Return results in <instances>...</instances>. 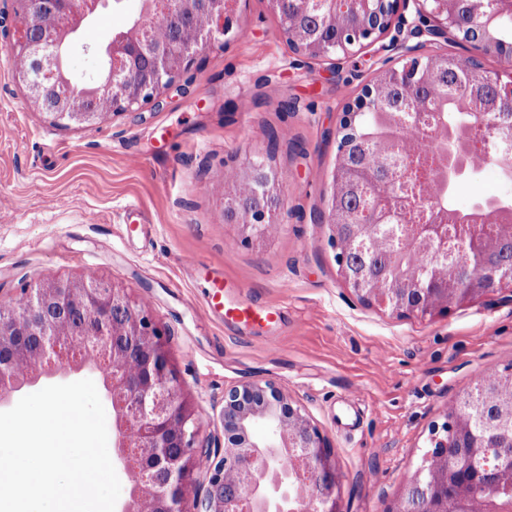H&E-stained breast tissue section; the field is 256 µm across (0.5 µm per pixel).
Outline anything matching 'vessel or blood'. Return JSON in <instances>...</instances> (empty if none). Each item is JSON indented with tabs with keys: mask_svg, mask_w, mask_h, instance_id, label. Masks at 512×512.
I'll use <instances>...</instances> for the list:
<instances>
[{
	"mask_svg": "<svg viewBox=\"0 0 512 512\" xmlns=\"http://www.w3.org/2000/svg\"><path fill=\"white\" fill-rule=\"evenodd\" d=\"M202 280L207 308L220 313L225 324L260 327L273 321L274 313L271 309L235 295L221 271L205 270Z\"/></svg>",
	"mask_w": 512,
	"mask_h": 512,
	"instance_id": "1",
	"label": "vessel or blood"
}]
</instances>
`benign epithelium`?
<instances>
[{
    "label": "benign epithelium",
    "mask_w": 512,
    "mask_h": 512,
    "mask_svg": "<svg viewBox=\"0 0 512 512\" xmlns=\"http://www.w3.org/2000/svg\"><path fill=\"white\" fill-rule=\"evenodd\" d=\"M14 37L7 47L12 59L32 60L34 69L19 73L30 103L67 126L97 120L87 102L99 97L112 101V110L139 109L172 86L203 48L229 31L239 0H163L165 8L192 18L193 24L171 46L143 41L139 31L123 34L107 48L110 69L103 81L74 88L67 100L55 101L57 84H70L61 62L60 46L69 29L91 0H10ZM360 11H332L331 23L341 35L329 42H309L301 37L295 48L311 58L340 62L378 43L389 31L392 17L413 5L416 20L401 17L408 36L400 42L404 63L382 70L366 85L355 107L342 123L334 170V193L328 212L330 242L343 282L366 304L399 316L420 318L446 314L453 306L472 303L512 288V248L503 255V243L512 242V225H502L497 237L481 239L479 268H463L456 251L442 243L441 227L426 224L396 228L384 223L391 208L377 205L374 223L353 224L341 201L352 185L373 180V170L350 160L358 142L356 125L372 100L400 84L412 90L424 66L416 52L428 42L454 40L471 44L482 55H492L497 44L490 36L495 14L482 11L484 0H362ZM467 10L481 35L474 38L459 24ZM143 56L151 62V79L139 83L127 73L128 61ZM486 83L500 96L512 98V71L486 74ZM448 142L440 176L452 188L468 170L464 145L443 132ZM267 210L259 206L240 215L245 240L264 237L271 225ZM415 236L430 244L433 267L427 285L407 268L383 283L353 272L351 253L400 257L390 243L397 234ZM423 293L417 304L404 299L406 286ZM83 343L82 355L67 360L64 347ZM120 373L100 375L103 395L112 409V463L128 477L124 498L116 512H185L183 503L193 498L196 512H343L341 480L336 459L326 439L299 409L273 384L247 383L224 395L222 424L224 450L212 451L192 401L186 397L174 369L165 334L149 309L141 306L131 289L110 281H45L25 290L8 305H0V408L11 406L25 388L47 386L83 371L99 372L101 364ZM457 407L434 429L429 450L416 477L405 480L388 512H512V394L487 392L482 399L460 395ZM494 408L495 428L480 444L469 442L473 414ZM455 463L448 467V450ZM485 453L486 464L471 466ZM210 457L207 487L199 492L197 460ZM508 473V498L499 497L503 473Z\"/></svg>",
    "instance_id": "7a95c632"
}]
</instances>
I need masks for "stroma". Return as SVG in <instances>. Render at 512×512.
Returning a JSON list of instances; mask_svg holds the SVG:
<instances>
[{"instance_id": "35a3bbf8", "label": "stroma", "mask_w": 512, "mask_h": 512, "mask_svg": "<svg viewBox=\"0 0 512 512\" xmlns=\"http://www.w3.org/2000/svg\"><path fill=\"white\" fill-rule=\"evenodd\" d=\"M111 0L83 25L107 45L141 15ZM0 0V302L41 280L93 274L131 288L167 334L175 370L205 435L224 445V393L277 386L336 457L344 512H388L430 448L449 403L512 365V293L431 318L365 305L341 280L322 220L340 121L400 50L374 46L341 64L293 50L269 0H240L221 44L207 47L160 97L101 121L54 125L27 100L5 46ZM75 34L64 55L75 84L102 55ZM262 163L282 193L269 236L245 241L224 214V171ZM219 269L277 319L225 327L184 264Z\"/></svg>"}]
</instances>
